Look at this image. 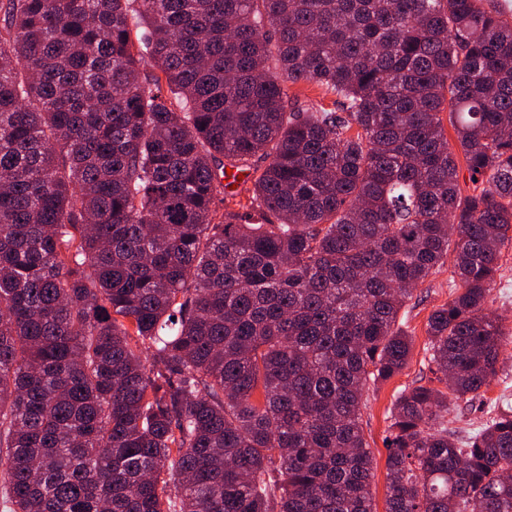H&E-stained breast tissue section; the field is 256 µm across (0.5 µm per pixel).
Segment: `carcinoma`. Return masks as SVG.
Here are the masks:
<instances>
[{
  "label": "carcinoma",
  "instance_id": "obj_1",
  "mask_svg": "<svg viewBox=\"0 0 512 512\" xmlns=\"http://www.w3.org/2000/svg\"><path fill=\"white\" fill-rule=\"evenodd\" d=\"M226 159L252 195L217 222ZM511 231L500 0H5L0 509L374 512L364 392L449 260L386 512H512V411L448 428L496 374ZM288 94L294 100H296L297 97L299 104L304 105L308 104L310 100H317L322 101L323 105L326 108H333V100L336 98L333 95L325 96L320 88L307 84H298L295 86H291L288 91ZM501 252L502 267L489 308L499 317V321L512 328V241L506 242Z\"/></svg>",
  "mask_w": 512,
  "mask_h": 512
}]
</instances>
